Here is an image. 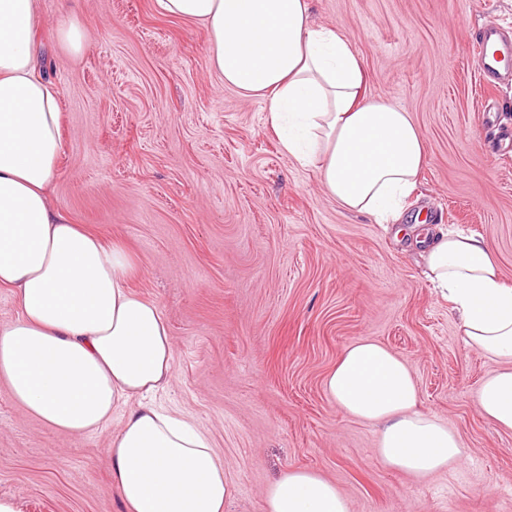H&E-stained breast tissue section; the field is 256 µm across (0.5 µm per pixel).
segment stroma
<instances>
[{"label": "stroma", "mask_w": 512, "mask_h": 512, "mask_svg": "<svg viewBox=\"0 0 512 512\" xmlns=\"http://www.w3.org/2000/svg\"><path fill=\"white\" fill-rule=\"evenodd\" d=\"M45 75L60 91L64 160L51 187L74 223L135 259L131 289L158 305L175 369L157 400L224 457V512H264L282 473L331 480L351 512H512V430L474 393L494 364L467 346L410 238L427 225L483 238L512 285V84L490 117L472 38L512 37V0H310L425 143L399 224L344 209L314 167L283 153L262 99L225 87L202 25L154 0H40ZM75 24L80 51L54 28ZM369 338L412 366L421 411L466 452L417 480L375 455L374 426L339 410L327 372ZM119 421L69 435L26 415L0 380V498L17 512H126L107 448Z\"/></svg>", "instance_id": "stroma-1"}]
</instances>
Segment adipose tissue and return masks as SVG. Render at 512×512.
I'll use <instances>...</instances> for the list:
<instances>
[{
	"mask_svg": "<svg viewBox=\"0 0 512 512\" xmlns=\"http://www.w3.org/2000/svg\"><path fill=\"white\" fill-rule=\"evenodd\" d=\"M202 24L225 86L262 98L283 149L313 165L326 192L377 221L398 214L424 164L410 113L364 94L349 43L314 26L309 0H155ZM38 0H0V287L20 314L0 326V379L46 426L88 434L120 417L107 453L128 512H224L231 485L210 435L150 403L175 368L167 322L133 292L136 265L54 206L59 90L40 72ZM426 275L457 311L466 344L496 361L474 393L480 413L512 429V286L480 239L421 229ZM337 408L376 425L387 467L428 478L459 462L458 432L417 408L410 365L360 339L325 378ZM265 512H350L321 475L294 469L265 491Z\"/></svg>",
	"mask_w": 512,
	"mask_h": 512,
	"instance_id": "adipose-tissue-1",
	"label": "adipose tissue"
}]
</instances>
